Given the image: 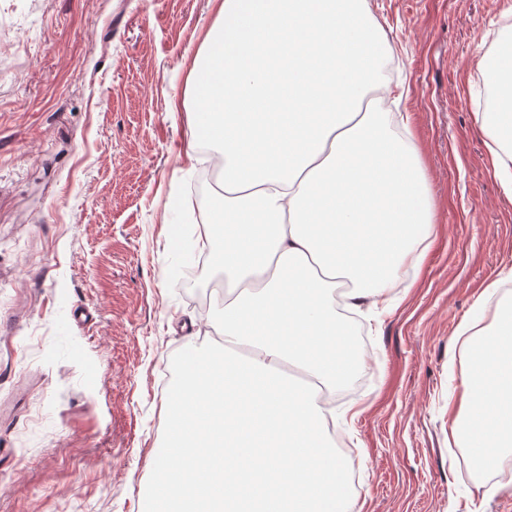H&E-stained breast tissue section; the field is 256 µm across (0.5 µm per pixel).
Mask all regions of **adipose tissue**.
<instances>
[{"label": "adipose tissue", "instance_id": "ef3b65f1", "mask_svg": "<svg viewBox=\"0 0 512 512\" xmlns=\"http://www.w3.org/2000/svg\"><path fill=\"white\" fill-rule=\"evenodd\" d=\"M386 55L364 0H220L186 95L224 183L222 332L185 344L148 512H352L326 392L361 358L336 308L377 306L433 231L416 150L366 97ZM461 333L450 435L491 468L512 450V300Z\"/></svg>", "mask_w": 512, "mask_h": 512}]
</instances>
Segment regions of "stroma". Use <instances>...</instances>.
I'll use <instances>...</instances> for the list:
<instances>
[{
	"label": "stroma",
	"mask_w": 512,
	"mask_h": 512,
	"mask_svg": "<svg viewBox=\"0 0 512 512\" xmlns=\"http://www.w3.org/2000/svg\"><path fill=\"white\" fill-rule=\"evenodd\" d=\"M435 228L390 302L355 315L332 396L354 512H512V479L449 441L459 332L512 294V191L477 121L512 0H367ZM212 0H0V512H141L207 288H180L209 166L182 96ZM179 109H172L174 99ZM97 384H89V375Z\"/></svg>",
	"instance_id": "35a3bbf8"
}]
</instances>
